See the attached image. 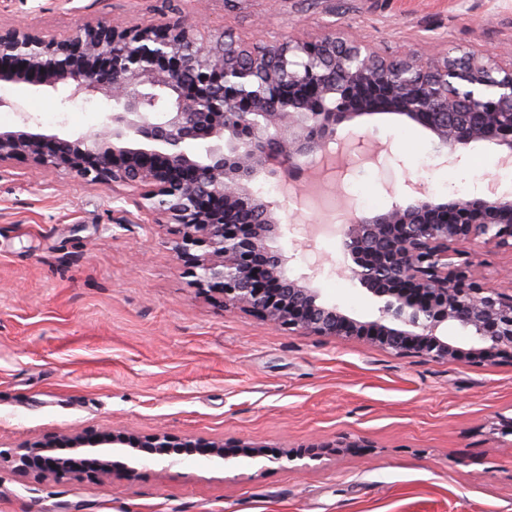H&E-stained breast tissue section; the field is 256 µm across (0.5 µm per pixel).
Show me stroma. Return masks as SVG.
Here are the masks:
<instances>
[{"mask_svg":"<svg viewBox=\"0 0 512 512\" xmlns=\"http://www.w3.org/2000/svg\"><path fill=\"white\" fill-rule=\"evenodd\" d=\"M100 19L118 28L202 20L210 36L244 46L336 29L385 57L493 50L512 65V0H0V27L49 38ZM22 98L49 135L102 122L93 101L64 108L47 88ZM366 131L378 162L348 154L347 176L322 179L331 200L360 201L367 213L395 202L387 180L473 193L504 161L480 141L463 164H441L430 134L392 115L369 117ZM337 219L301 207L283 245L311 241L296 273L320 262L324 298L368 319L374 305L341 274L335 234L309 236ZM171 240L130 188L36 175L23 157L0 164V454L121 432L232 454L248 445L260 458L218 464L197 453L129 477L117 454L111 475L60 482L5 461L0 512H512V362L287 335L198 288ZM470 259L480 278L512 288V253L487 245ZM338 436L356 447L287 458Z\"/></svg>","mask_w":512,"mask_h":512,"instance_id":"stroma-1","label":"stroma"}]
</instances>
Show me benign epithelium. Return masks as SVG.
<instances>
[{
    "label": "benign epithelium",
    "instance_id": "benign-epithelium-1",
    "mask_svg": "<svg viewBox=\"0 0 512 512\" xmlns=\"http://www.w3.org/2000/svg\"><path fill=\"white\" fill-rule=\"evenodd\" d=\"M200 27L176 20L119 31L98 22L64 39L0 30V89L49 87L65 103L95 99L105 109L97 130L47 136L22 98L0 95V107L19 115L15 128L0 129V163L25 156L39 168L133 189L137 206L174 236L200 288L289 335L366 336L432 359L512 360V292L481 282L464 259L476 244L512 251V197L497 191L494 175L484 176L480 198L437 199L407 179L401 200L382 213L344 204L341 272L374 298L377 316L368 322L322 297L314 287L321 267L293 275L280 246L288 199L257 189L263 174L280 169L295 181L330 156L342 124L346 150L364 154L359 119L377 114L428 131L446 164L464 161L478 141L511 159L512 66L492 53L462 63L388 60L336 31L242 46L204 37ZM448 324L470 338L468 351L442 334ZM61 448L93 457L103 473L112 451L125 448L130 477L141 451L154 463L199 451L226 457L222 443L174 447L159 434L112 433L22 448L9 462L20 474L35 467L41 477L72 479Z\"/></svg>",
    "mask_w": 512,
    "mask_h": 512
}]
</instances>
